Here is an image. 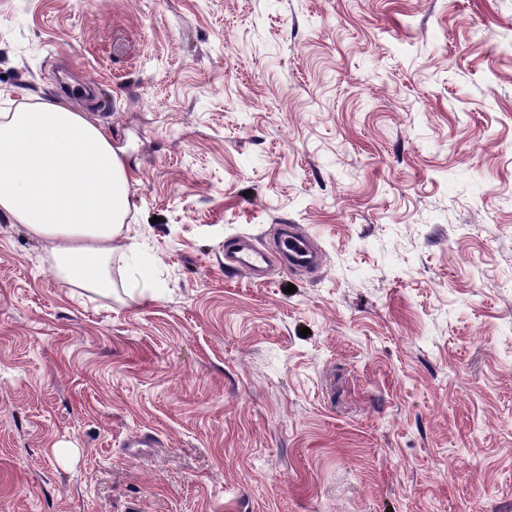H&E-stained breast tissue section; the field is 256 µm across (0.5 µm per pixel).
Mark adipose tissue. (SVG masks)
<instances>
[{
	"mask_svg": "<svg viewBox=\"0 0 512 512\" xmlns=\"http://www.w3.org/2000/svg\"><path fill=\"white\" fill-rule=\"evenodd\" d=\"M129 186L124 159L85 113L58 100L0 112V215L46 243L65 287L109 295L123 269L125 293L153 300L150 271L132 263Z\"/></svg>",
	"mask_w": 512,
	"mask_h": 512,
	"instance_id": "1",
	"label": "adipose tissue"
}]
</instances>
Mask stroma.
I'll use <instances>...</instances> for the list:
<instances>
[{
	"instance_id": "35a3bbf8",
	"label": "stroma",
	"mask_w": 512,
	"mask_h": 512,
	"mask_svg": "<svg viewBox=\"0 0 512 512\" xmlns=\"http://www.w3.org/2000/svg\"><path fill=\"white\" fill-rule=\"evenodd\" d=\"M37 97L122 148L161 286L0 216V512H512V0H0ZM283 224L319 272L226 273Z\"/></svg>"
}]
</instances>
